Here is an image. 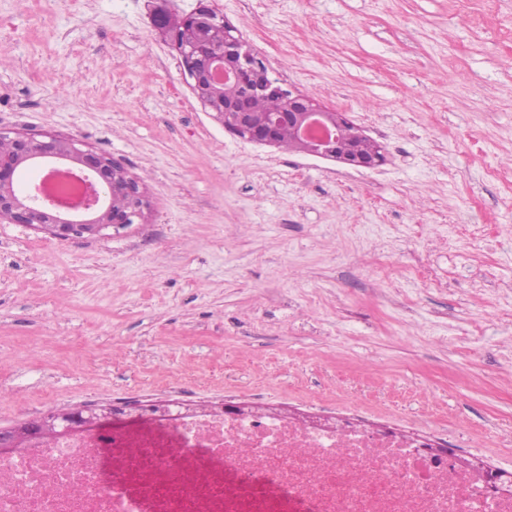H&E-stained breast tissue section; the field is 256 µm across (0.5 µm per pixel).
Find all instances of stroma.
<instances>
[{
    "instance_id": "35a3bbf8",
    "label": "stroma",
    "mask_w": 512,
    "mask_h": 512,
    "mask_svg": "<svg viewBox=\"0 0 512 512\" xmlns=\"http://www.w3.org/2000/svg\"><path fill=\"white\" fill-rule=\"evenodd\" d=\"M384 163L225 131L157 0H0V128L83 140L145 220L0 222V428L135 400L435 435L512 472V0H208Z\"/></svg>"
}]
</instances>
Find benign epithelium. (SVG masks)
<instances>
[{
	"mask_svg": "<svg viewBox=\"0 0 512 512\" xmlns=\"http://www.w3.org/2000/svg\"><path fill=\"white\" fill-rule=\"evenodd\" d=\"M220 20V15L208 4L197 7L183 16V30L194 34L193 49L186 53L179 46L182 35L173 43L181 63L193 79L191 90L195 97L214 113V118L236 136L259 144L279 145L278 130L286 124L294 135V148L302 153L332 158L339 162L364 168L382 165L385 155L373 145L363 130L342 113L331 112L312 97L292 94L277 86L268 76L264 64L254 59L250 46L234 27L224 25V49L217 50L203 42L201 31ZM221 63L227 83L238 89L235 96H220V85L214 79L215 63ZM254 92L279 97L278 111L259 115L250 107ZM12 143L9 155L0 154V220L23 224L66 240L96 236L110 228L124 227L131 217H140L149 210L139 182L115 159L90 148L77 138H62L53 134L20 133L0 129V139ZM64 162L85 173L89 193L85 202L74 204L40 203L39 186L20 195L17 193L19 172L35 163ZM131 415L124 406H92L62 431L92 428L106 421L123 420ZM58 424L47 416L27 420L14 428L0 429V447L8 449L23 436L46 437L59 434Z\"/></svg>",
	"mask_w": 512,
	"mask_h": 512,
	"instance_id": "7a95c632",
	"label": "benign epithelium"
}]
</instances>
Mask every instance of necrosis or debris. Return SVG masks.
Masks as SVG:
<instances>
[{"label":"necrosis or debris","mask_w":512,"mask_h":512,"mask_svg":"<svg viewBox=\"0 0 512 512\" xmlns=\"http://www.w3.org/2000/svg\"><path fill=\"white\" fill-rule=\"evenodd\" d=\"M424 445L173 407L0 453V512H512L485 472Z\"/></svg>","instance_id":"obj_1"}]
</instances>
